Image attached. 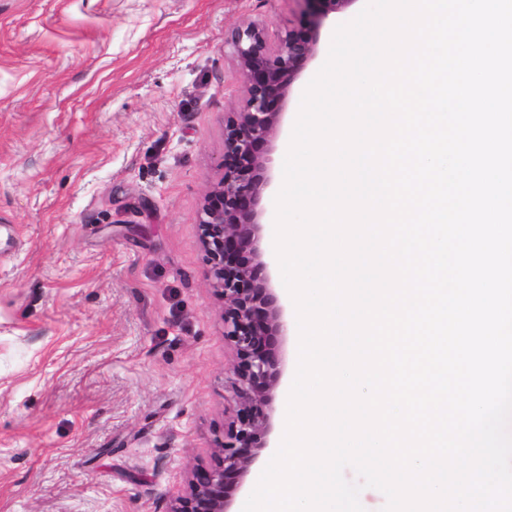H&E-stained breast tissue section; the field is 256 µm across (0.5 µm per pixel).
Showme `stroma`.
<instances>
[{
  "mask_svg": "<svg viewBox=\"0 0 512 512\" xmlns=\"http://www.w3.org/2000/svg\"><path fill=\"white\" fill-rule=\"evenodd\" d=\"M361 9L324 21L267 147L260 247L286 313L283 148ZM298 17L297 0H0V512H169L213 464L234 355L198 220L242 96L224 37ZM297 345H276L268 445L231 512L281 443Z\"/></svg>",
  "mask_w": 512,
  "mask_h": 512,
  "instance_id": "1",
  "label": "stroma"
}]
</instances>
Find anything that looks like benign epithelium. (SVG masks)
<instances>
[{"label":"benign epithelium","mask_w":512,"mask_h":512,"mask_svg":"<svg viewBox=\"0 0 512 512\" xmlns=\"http://www.w3.org/2000/svg\"><path fill=\"white\" fill-rule=\"evenodd\" d=\"M299 2V21L277 41L262 21L236 28L224 40L237 60L243 97L236 111L224 115V175L205 195L199 225L224 299V337L236 355L239 406L216 446V463L191 473L170 512H229L228 485L244 476L271 431L272 391L280 379L275 343L285 325L259 246L258 205L269 183L263 149L281 126L292 84L317 56L322 22L356 0Z\"/></svg>","instance_id":"benign-epithelium-1"}]
</instances>
